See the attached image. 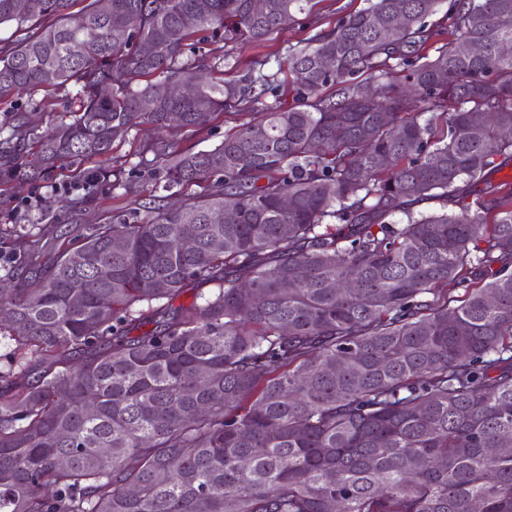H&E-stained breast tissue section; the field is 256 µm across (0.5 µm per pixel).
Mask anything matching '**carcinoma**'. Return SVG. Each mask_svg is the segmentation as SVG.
I'll return each instance as SVG.
<instances>
[{
    "mask_svg": "<svg viewBox=\"0 0 512 512\" xmlns=\"http://www.w3.org/2000/svg\"><path fill=\"white\" fill-rule=\"evenodd\" d=\"M40 2L0 0L21 34L0 99L72 83L80 104L15 118L1 186L261 108L211 150L156 149L168 186H204L179 207L86 224L48 266L38 239L14 255L0 512H512V183L460 198L512 162V0H368L288 55V108L263 103L269 60L226 78L191 40L261 42L312 0Z\"/></svg>",
    "mask_w": 512,
    "mask_h": 512,
    "instance_id": "obj_1",
    "label": "carcinoma"
}]
</instances>
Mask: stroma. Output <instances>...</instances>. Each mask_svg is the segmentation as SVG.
Wrapping results in <instances>:
<instances>
[{
  "mask_svg": "<svg viewBox=\"0 0 512 512\" xmlns=\"http://www.w3.org/2000/svg\"><path fill=\"white\" fill-rule=\"evenodd\" d=\"M364 0H314L309 12L298 15L290 23L258 44L226 43L219 37L197 40V47L224 56L235 70L244 72L255 61L267 56H286L289 51L303 47L314 35L332 30L337 21L351 11L363 8ZM44 94L31 91L0 101V138L12 130L15 112H26L39 125L60 119L62 113L77 109L79 96L75 86L55 92L54 110L45 113ZM251 113L226 111L215 115L203 127H173L156 133L150 127L132 129L121 141L115 142L109 165L121 168L122 185L103 183L90 175L63 170L56 179L36 182L15 189L0 190V260L9 261L31 238H43L47 249L45 259H52L53 246L62 231H77L84 224H106L112 218L141 210L157 197L167 204L180 202V195L165 196L162 182L153 166L152 145L165 141L177 151L210 150L220 144L226 132L251 121Z\"/></svg>",
  "mask_w": 512,
  "mask_h": 512,
  "instance_id": "obj_1",
  "label": "stroma"
}]
</instances>
